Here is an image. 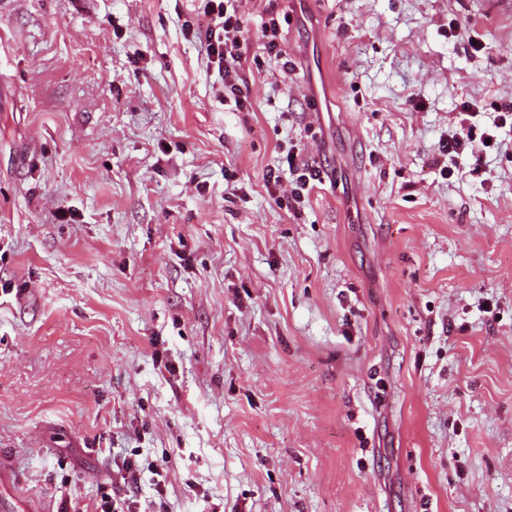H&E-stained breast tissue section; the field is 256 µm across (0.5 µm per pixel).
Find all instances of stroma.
<instances>
[{
  "label": "stroma",
  "mask_w": 512,
  "mask_h": 512,
  "mask_svg": "<svg viewBox=\"0 0 512 512\" xmlns=\"http://www.w3.org/2000/svg\"><path fill=\"white\" fill-rule=\"evenodd\" d=\"M493 3L275 0L296 69L251 30L237 112L192 0H0V512H93L127 459L167 512H512ZM468 121L467 118H463L460 120V131H455L452 134H448V142L447 144L442 145L443 154L448 155V157H454L455 155L459 156L462 154H469L471 157L475 158V167L473 169H479V164L481 159L480 153L483 152L484 148L490 147L491 142L494 140V135L489 131H485L481 133L479 139L477 140V136L475 133V127L465 126V123ZM490 139V144H486V140ZM286 162L292 179L288 180L289 189H282V195L277 197V201L281 204L284 201L286 207L296 209L295 204H303L312 190L323 183L325 173L316 160L302 155V149H298L295 154L288 151Z\"/></svg>",
  "instance_id": "stroma-1"
}]
</instances>
